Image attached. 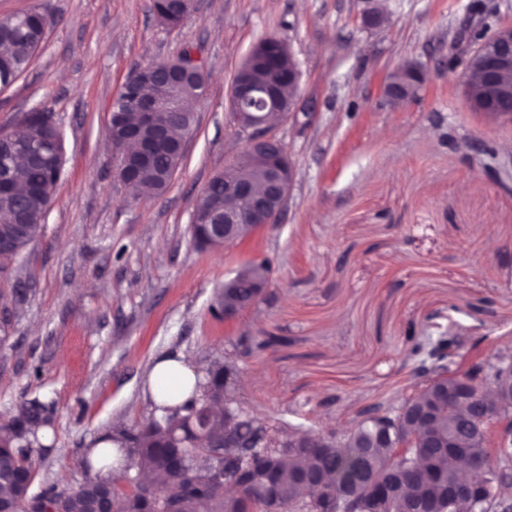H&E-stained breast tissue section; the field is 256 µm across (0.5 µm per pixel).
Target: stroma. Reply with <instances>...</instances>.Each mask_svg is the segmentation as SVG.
<instances>
[{"instance_id":"1","label":"stroma","mask_w":512,"mask_h":512,"mask_svg":"<svg viewBox=\"0 0 512 512\" xmlns=\"http://www.w3.org/2000/svg\"><path fill=\"white\" fill-rule=\"evenodd\" d=\"M198 0L176 28L152 0H0L54 24L28 69L0 90V129L52 113L65 174L41 236L0 261V422L33 400L53 422L34 490L73 488L89 448L116 422L154 410L148 376L165 355L197 374L232 356L236 397L266 425H346L399 399L403 333L431 321L512 348V121L473 112L448 66L461 28L512 25V0ZM382 8V28L360 23ZM302 71L296 115L272 132L295 169L280 223L220 250L198 248L191 215L242 141L233 75L262 38ZM191 49L208 75L196 131L167 191L134 198L114 176L105 130L131 71ZM429 82L402 106L381 95L395 64ZM267 260L263 299L227 320L212 306L243 263Z\"/></svg>"}]
</instances>
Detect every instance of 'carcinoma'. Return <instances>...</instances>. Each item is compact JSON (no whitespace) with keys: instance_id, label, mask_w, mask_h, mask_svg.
Here are the masks:
<instances>
[{"instance_id":"obj_1","label":"carcinoma","mask_w":512,"mask_h":512,"mask_svg":"<svg viewBox=\"0 0 512 512\" xmlns=\"http://www.w3.org/2000/svg\"><path fill=\"white\" fill-rule=\"evenodd\" d=\"M154 14L167 12L173 15L175 25L182 24L195 10L194 0H153ZM53 19L39 9L0 17V88L13 84L28 68L40 49L46 30ZM294 67L292 57L280 43L268 44L260 50L249 66L258 84L275 77L281 87H288V72ZM466 97L476 112L484 111L486 91L478 84L468 87ZM110 111L121 112L125 121H136L137 102L120 94ZM23 147L39 143L47 137L64 138L60 126L42 120L25 118L9 130H0ZM25 157L17 150L0 165V181L7 180L12 191L0 190V234L17 210L26 213L31 237L22 240L14 248L13 256L21 252L41 233L47 217L46 196L55 192L63 175L64 161L53 168L30 166L21 161ZM179 164L177 155L168 147L158 150L149 166L133 169V189L138 192L163 194L169 187V170ZM210 203L224 206V180L212 178L203 190ZM270 272L268 261H249L243 264L236 276L224 281L215 299L213 310L219 314L226 306H241L248 301L249 289L239 284L251 280H266ZM407 361L411 365L408 384L410 393L398 400L373 404V408L389 410L405 404L431 406L438 410L433 429L443 439L460 429L468 432L472 446L460 449L461 455H481L485 461L483 477L495 481L499 465L483 447L484 434L481 424L467 422L448 401L440 398L439 389L444 383H456V379L442 378L452 366L462 368L469 363H482L492 358L481 345L486 337L468 343L451 331H439L436 335L424 336L411 327L404 336ZM235 370L232 360L215 361L206 370L203 381L196 384L201 394H193L175 408L165 404L154 406L148 423L140 427L119 428L101 438L118 448H128L136 458V473L126 475L129 489L122 491L114 482L97 476L86 479L75 490H61L50 485L40 493L30 494L35 480L36 467L33 449L20 447V435L36 437L39 428L51 424L44 406L23 404L17 415L0 424V512H35L38 499L52 504L54 512H99L112 498L123 499L124 512H163L174 503L178 512H245V502L226 496L213 484L209 469L201 465H190L192 458L221 451L224 442V417L214 412V405L224 401V373ZM368 408L358 412L350 427L342 429L339 436L329 430L320 434L321 448H278L289 433L301 432L302 424L284 423L275 428L263 427L269 435L271 448L261 453L279 461L276 474V492L281 504L290 508L305 509L307 499L317 492H307L297 482V475L310 468L325 471L324 488L344 491L358 500L365 498L367 485L357 481V472L364 462L370 463L367 481L370 483L394 475L399 480L404 509L411 510L416 504H429L433 512H456L448 499V491L455 484L457 470L442 462L441 470L433 481H428L414 464V454L422 452L415 448L409 454L399 453L390 440L382 438L368 423L365 414ZM257 458L245 457L230 471L235 475L243 471L248 475L252 495L261 498L267 488L266 471L256 466ZM154 472L163 476L159 485L144 478V473Z\"/></svg>"}]
</instances>
